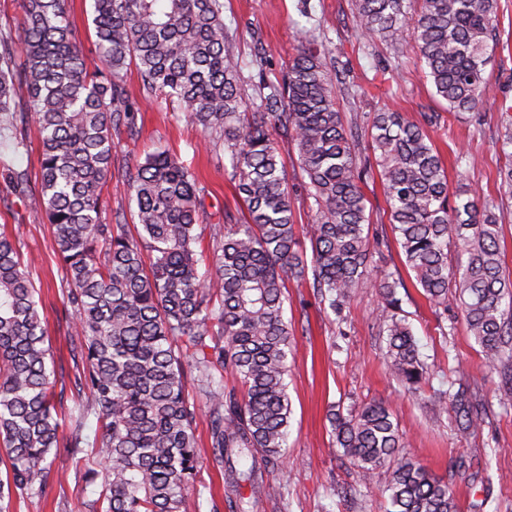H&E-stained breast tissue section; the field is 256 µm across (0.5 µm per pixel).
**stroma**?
Listing matches in <instances>:
<instances>
[{"instance_id": "35a3bbf8", "label": "stroma", "mask_w": 512, "mask_h": 512, "mask_svg": "<svg viewBox=\"0 0 512 512\" xmlns=\"http://www.w3.org/2000/svg\"><path fill=\"white\" fill-rule=\"evenodd\" d=\"M499 36L489 55L485 75L499 96L512 100V0H498ZM229 46L243 61L259 57L262 69H244L246 84L265 79L282 81L301 42L316 39L327 49L326 63L338 76V108L344 119L357 112L396 111L412 122L437 112L441 123L431 137L448 172L450 192L476 190L498 196L496 174L506 163L497 144L504 116L495 102L480 109L482 122L469 114L449 111L434 94L422 62L406 47H394L358 31L351 0H224ZM130 99L138 101V133L113 131L112 178L104 189L106 223L134 221L135 205L122 184L128 163L167 149L190 163L204 188L206 226L212 239L225 213L244 209L224 171V152L202 147L203 135L188 122L174 102L144 100L136 70L126 74ZM25 148L0 147V226H6L24 255L33 256L30 278L39 292V312L45 319L55 355L57 388L63 408L73 405L76 365L68 345L66 272L55 251L50 225L12 187L8 173L26 171L37 178L39 134L34 124L22 132ZM467 154L468 164L455 166V153ZM364 192L372 211L369 234L378 240L375 260L403 278L410 300L402 307L432 372L419 391L404 390L385 365V344L375 318L381 299L375 289L356 296L342 316L320 308L311 288L288 286L286 315L294 326H306L288 357V393L292 415L287 456L266 471V491L254 497L252 512H385L381 491L391 476L379 468L370 482L342 460L332 446L330 415L371 401L385 403L400 426L406 455L419 460L435 476L448 481L459 512L489 499L497 512H512V408L498 407L500 379L486 366L482 349L469 335L456 307L439 314L415 286L387 218V200L377 173H370ZM454 326L452 336L441 325ZM475 383L495 407L477 437L456 433V415L438 404L449 378ZM198 471L192 486L201 496V512H228L224 477L212 462L206 421L196 427ZM99 487L76 474L69 456L58 453L42 492L14 497L10 512H88Z\"/></svg>"}]
</instances>
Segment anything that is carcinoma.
<instances>
[{"label":"carcinoma","mask_w":512,"mask_h":512,"mask_svg":"<svg viewBox=\"0 0 512 512\" xmlns=\"http://www.w3.org/2000/svg\"><path fill=\"white\" fill-rule=\"evenodd\" d=\"M359 28L424 61L452 112H473L496 97L485 77L496 39L497 0H352ZM23 21L0 27V142L25 146L19 125L40 132L36 186L13 171L18 191L44 212L67 275L74 315L72 350L83 360L78 400L57 409L55 370L36 288L15 243L0 233V478L2 502L35 491L52 449L81 470L85 449L102 459L89 512H199L189 489L197 466L195 425L207 421L213 463L224 473L234 512L241 488L264 490L266 470L288 448V354L296 330L284 318L285 282L313 289L341 313L364 288L382 307L385 364L405 388L429 377L403 315V280L372 265L376 248L362 184L359 130L366 128L388 201V220L438 310L460 309L488 366L512 374V276L506 275L494 200L449 194L448 174L430 129L393 111L345 125L324 51L301 44L282 83H261L266 111H247L241 60L229 48L222 0H93L100 70H90L68 21L67 0H23ZM24 61L14 67L17 49ZM135 65L144 98L177 99L212 145L224 146L229 180L247 209L227 211L224 231L203 245V195L190 166L164 150L128 166L123 184L138 223L104 224L102 191L112 177V128L136 133L139 107L123 76ZM27 111L16 110L17 90ZM294 141L309 201L310 252L300 246L293 190L274 133ZM244 392L224 388V370ZM193 385L201 399L189 392ZM457 432L477 434L485 403L462 379L448 381ZM95 419L93 436L84 434ZM334 445L362 480L392 467L386 512H457L448 483L399 454L398 422L381 402L332 418Z\"/></svg>","instance_id":"carcinoma-1"}]
</instances>
